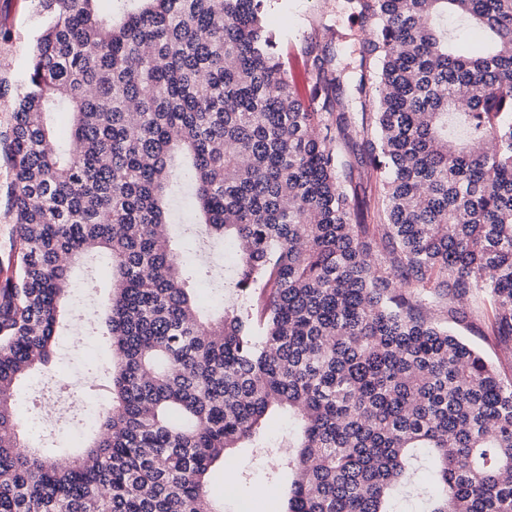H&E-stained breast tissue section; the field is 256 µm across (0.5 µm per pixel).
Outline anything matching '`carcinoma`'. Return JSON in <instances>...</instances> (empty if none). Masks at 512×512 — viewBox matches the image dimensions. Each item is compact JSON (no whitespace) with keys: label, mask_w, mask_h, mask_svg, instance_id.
I'll use <instances>...</instances> for the list:
<instances>
[{"label":"carcinoma","mask_w":512,"mask_h":512,"mask_svg":"<svg viewBox=\"0 0 512 512\" xmlns=\"http://www.w3.org/2000/svg\"><path fill=\"white\" fill-rule=\"evenodd\" d=\"M99 2L35 0L8 146L0 512H222L209 474L236 448L293 472L283 512H396L422 452L425 512H512V380L422 310L424 292L480 291L512 342V0H359L362 140L385 178L357 223L331 57L309 59L305 101L264 0H117L118 16ZM450 16L489 49L457 43ZM63 107L67 151L47 119ZM177 153L201 232L235 252L236 302L213 317L190 288L211 270L180 263L188 240L170 233ZM98 251L112 361L86 395L107 402L59 459L25 449L16 398L53 355L71 269ZM276 409L297 423L279 442L263 433Z\"/></svg>","instance_id":"obj_1"}]
</instances>
